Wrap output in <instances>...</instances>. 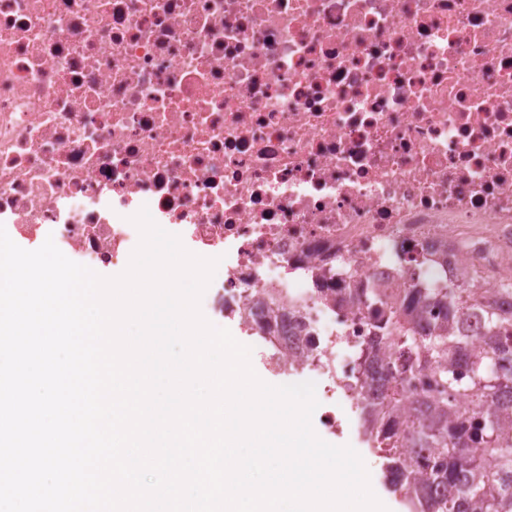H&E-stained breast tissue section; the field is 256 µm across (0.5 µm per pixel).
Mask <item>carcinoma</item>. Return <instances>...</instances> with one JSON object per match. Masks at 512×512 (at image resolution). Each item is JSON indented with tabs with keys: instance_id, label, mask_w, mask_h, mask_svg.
<instances>
[{
	"instance_id": "carcinoma-1",
	"label": "carcinoma",
	"mask_w": 512,
	"mask_h": 512,
	"mask_svg": "<svg viewBox=\"0 0 512 512\" xmlns=\"http://www.w3.org/2000/svg\"><path fill=\"white\" fill-rule=\"evenodd\" d=\"M448 304V325L428 336L415 335V320L394 315L373 325L374 340L367 353L369 367L386 385L392 409L404 407L403 375L421 360L438 364V395L430 402L407 407L414 423L408 426L413 459L430 460L424 471L412 465L399 447L384 449V469L401 482V498L410 512H512V434L503 421L512 417V319L480 302L468 288H419L411 303ZM483 322L481 350L468 349L470 322ZM392 341L407 357L396 361L380 355ZM465 367L469 382L457 366ZM482 388L495 399V409L457 427L451 425L456 396L469 385ZM366 433L376 439L382 433L378 411L365 404ZM448 488L440 495L433 484Z\"/></svg>"
}]
</instances>
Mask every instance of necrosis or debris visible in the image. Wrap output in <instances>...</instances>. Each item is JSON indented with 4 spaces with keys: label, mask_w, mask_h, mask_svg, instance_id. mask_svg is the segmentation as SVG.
Wrapping results in <instances>:
<instances>
[{
    "label": "necrosis or debris",
    "mask_w": 512,
    "mask_h": 512,
    "mask_svg": "<svg viewBox=\"0 0 512 512\" xmlns=\"http://www.w3.org/2000/svg\"><path fill=\"white\" fill-rule=\"evenodd\" d=\"M144 207L359 433L412 289L512 306V0H0V224L121 269Z\"/></svg>",
    "instance_id": "1"
}]
</instances>
